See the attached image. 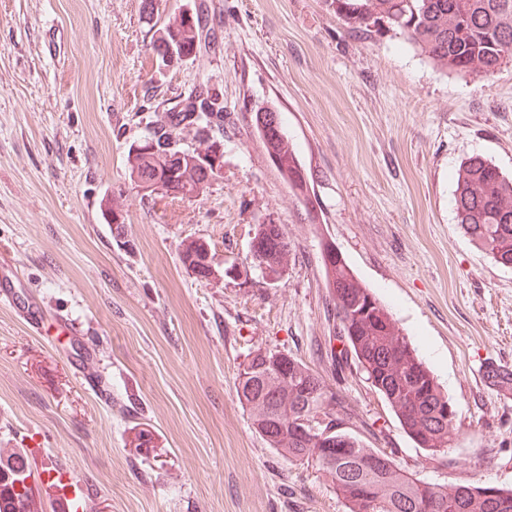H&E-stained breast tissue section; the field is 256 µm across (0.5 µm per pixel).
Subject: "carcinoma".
Segmentation results:
<instances>
[{
	"label": "carcinoma",
	"mask_w": 512,
	"mask_h": 512,
	"mask_svg": "<svg viewBox=\"0 0 512 512\" xmlns=\"http://www.w3.org/2000/svg\"><path fill=\"white\" fill-rule=\"evenodd\" d=\"M347 27L367 36L395 32L419 49L442 69L490 75L512 61V0H324ZM212 35L204 11L191 24L174 15L156 30L157 42H175L186 53L209 46ZM193 134L197 146L187 150L188 160L180 168L163 159L175 153L171 145ZM224 135V94L210 80L200 81L170 111L146 124L143 150L127 153L129 171L142 180L168 175L177 188L195 184L200 177L197 151L209 150L217 136ZM264 147L294 195L310 196L304 166L281 128L260 132ZM457 224L470 240L502 268H512V178L480 156L467 158L458 171L455 189ZM272 250L265 275L278 281L288 270V236L279 224H264ZM205 249L200 240L181 244L180 259L186 268L204 264ZM322 262L326 288L336 317V339L344 348L334 355L336 372L354 361L366 380L382 395L410 439L434 454L454 447L459 433L458 415L439 414V408L454 405L436 378L420 359L417 350L398 326L385 305L365 309L373 291L362 284L342 254L329 241H322ZM288 384L274 377V364H266L260 350L250 354L245 367L257 364L261 370L246 380L237 378L238 399L249 413L252 426L269 447L291 463L311 465L333 485L345 512H512V487H497L498 495H483L487 485L438 484L432 502L422 496V479L401 467L393 454L386 464L364 469L362 458L375 449L343 429L353 419L348 407L336 396L332 385L319 373L292 358ZM500 392L512 391V367L491 374ZM288 402V419L282 428L266 431V422L279 415ZM323 416L340 427L339 437L349 441L351 453L326 458L319 453L317 434L301 423L310 415ZM25 466L20 455H0V512H37L32 489H15L18 470ZM366 488L372 503L361 499Z\"/></svg>",
	"instance_id": "cac0c4a2"
}]
</instances>
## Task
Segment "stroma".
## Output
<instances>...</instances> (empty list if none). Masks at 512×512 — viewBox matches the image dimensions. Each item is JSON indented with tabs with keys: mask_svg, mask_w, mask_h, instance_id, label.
Here are the masks:
<instances>
[{
	"mask_svg": "<svg viewBox=\"0 0 512 512\" xmlns=\"http://www.w3.org/2000/svg\"><path fill=\"white\" fill-rule=\"evenodd\" d=\"M0 0V448L80 478L88 512H345L315 469L254 431L237 397L249 354L301 360L351 410L353 433L431 483L512 487V270L456 222L459 166L512 176V62L437 68L401 35L349 32L323 0ZM206 4L214 50L159 68L157 26ZM205 76L224 92V170L198 197L145 196L131 143ZM275 110L310 180L294 195L254 124ZM122 208L115 232L106 205ZM283 225L286 275L248 279L262 219ZM207 243L221 280L180 260ZM372 288L453 399L446 458L414 447L363 372L337 370L322 241ZM79 322L92 350L59 323ZM205 249L203 242L200 240H187L181 244L180 259L183 265L190 269L192 266L196 268L205 265Z\"/></svg>",
	"mask_w": 512,
	"mask_h": 512,
	"instance_id": "1",
	"label": "stroma"
}]
</instances>
